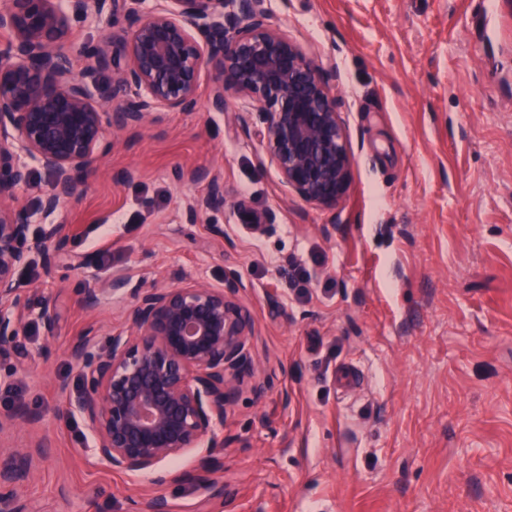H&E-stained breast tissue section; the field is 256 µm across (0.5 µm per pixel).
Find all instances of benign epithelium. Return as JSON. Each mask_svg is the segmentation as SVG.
I'll return each mask as SVG.
<instances>
[{
    "mask_svg": "<svg viewBox=\"0 0 512 512\" xmlns=\"http://www.w3.org/2000/svg\"><path fill=\"white\" fill-rule=\"evenodd\" d=\"M102 23L109 34L73 49L71 22ZM0 357H22L19 337L31 314L52 329L55 312L33 308L18 273L34 254L66 251L64 224L30 234V215L18 206L33 161L50 177L39 201L44 217L81 197L99 156L114 139L135 133L163 111H191L199 79L210 68L208 105L224 111L234 93L252 105L262 124L264 153L287 194L333 207L350 187L351 153L345 124L322 68L287 34L268 22L266 0H5L0 5ZM82 68L74 67V57ZM204 182L208 193L186 203L194 222L226 204L224 180L212 168L176 172ZM244 284L234 269L219 286L194 281L178 286L132 285L125 272L84 289L88 314L104 297L122 303L126 328L95 347L89 328L71 349L80 386L56 408L77 415L93 441V455L119 476H152L154 491L137 512H173L160 489L195 483L224 497L211 479L222 467L228 407L252 370V318L241 302ZM40 417L18 406L0 413V439L19 422ZM49 453L36 438L24 448L0 442V512H41L14 489L34 460ZM193 455L194 470L163 463Z\"/></svg>",
    "mask_w": 512,
    "mask_h": 512,
    "instance_id": "benign-epithelium-1",
    "label": "benign epithelium"
}]
</instances>
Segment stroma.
I'll return each mask as SVG.
<instances>
[{"mask_svg":"<svg viewBox=\"0 0 512 512\" xmlns=\"http://www.w3.org/2000/svg\"><path fill=\"white\" fill-rule=\"evenodd\" d=\"M270 24L324 71L345 123L351 186L323 209L285 195L243 101L164 112L101 158L66 203L65 254L35 257L21 287L57 309L29 320L24 361L0 358V411L41 414L51 444L16 485L42 512H133L148 476H116L79 419L69 351L123 328L81 298L112 270L144 285L220 284L235 267L253 318L254 377L224 420V512H512V0H268ZM228 206L188 223L201 184ZM358 365L362 386L333 377ZM176 179L187 180L192 183L206 182L208 187L207 195L193 197L186 203V216L190 223L197 220L202 214L216 208H224L227 204L224 199V180L220 173L213 168L199 167L190 170H179L176 172ZM334 384L343 392H349L361 385L360 369L352 362H344L336 369Z\"/></svg>","mask_w":512,"mask_h":512,"instance_id":"35a3bbf8","label":"stroma"}]
</instances>
